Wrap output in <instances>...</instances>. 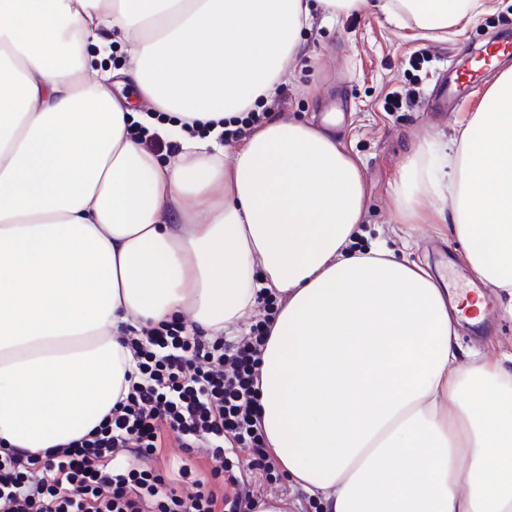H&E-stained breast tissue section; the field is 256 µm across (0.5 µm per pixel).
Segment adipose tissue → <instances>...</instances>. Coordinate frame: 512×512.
<instances>
[{
	"label": "adipose tissue",
	"mask_w": 512,
	"mask_h": 512,
	"mask_svg": "<svg viewBox=\"0 0 512 512\" xmlns=\"http://www.w3.org/2000/svg\"><path fill=\"white\" fill-rule=\"evenodd\" d=\"M447 36L484 0H319ZM308 0H0V447L87 434L128 390L130 329L180 314L209 335L281 307L261 422L326 512H512V366L466 360L460 305L415 262L348 246L366 189L322 126L270 113L235 146L217 121L274 95ZM127 55L108 69L114 44ZM135 87L129 110L113 85ZM142 125L176 143L159 159ZM447 146L420 141L403 223L451 197L473 275L512 314V70Z\"/></svg>",
	"instance_id": "adipose-tissue-1"
}]
</instances>
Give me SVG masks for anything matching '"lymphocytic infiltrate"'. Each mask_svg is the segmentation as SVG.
Masks as SVG:
<instances>
[{
  "label": "lymphocytic infiltrate",
  "instance_id": "1",
  "mask_svg": "<svg viewBox=\"0 0 512 512\" xmlns=\"http://www.w3.org/2000/svg\"><path fill=\"white\" fill-rule=\"evenodd\" d=\"M233 342L209 337L174 317L128 337L137 378L98 428L41 452L0 453L5 512H254L253 495L228 450L264 456L256 386L261 353L276 314ZM185 452L205 448L207 477L183 465L185 495L152 468L166 437Z\"/></svg>",
  "mask_w": 512,
  "mask_h": 512
}]
</instances>
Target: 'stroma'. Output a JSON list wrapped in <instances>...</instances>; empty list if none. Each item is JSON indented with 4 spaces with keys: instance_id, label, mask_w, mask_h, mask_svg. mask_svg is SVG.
Wrapping results in <instances>:
<instances>
[{
    "instance_id": "stroma-1",
    "label": "stroma",
    "mask_w": 512,
    "mask_h": 512,
    "mask_svg": "<svg viewBox=\"0 0 512 512\" xmlns=\"http://www.w3.org/2000/svg\"><path fill=\"white\" fill-rule=\"evenodd\" d=\"M507 36L512 38V0H485V10L475 22L444 40L414 37L412 31L367 9L333 18L317 9L302 32L305 51L274 97L275 111L299 121L317 123L336 110L331 131L358 159L366 183V211L355 248L382 243L397 256L424 266L452 294L478 284L462 259V246L434 214L399 223L392 187L409 147L425 138L448 143L458 121L474 111L490 86V76L477 72L474 87L461 91L460 111H435L436 100L462 61ZM396 92L410 93V104L391 109L388 100ZM487 302L484 329L461 323L458 342L472 354H512V315L505 312V301L496 290H489ZM248 480L255 497L282 500L284 512H324L320 499L287 479L269 477L263 467L251 468Z\"/></svg>"
}]
</instances>
